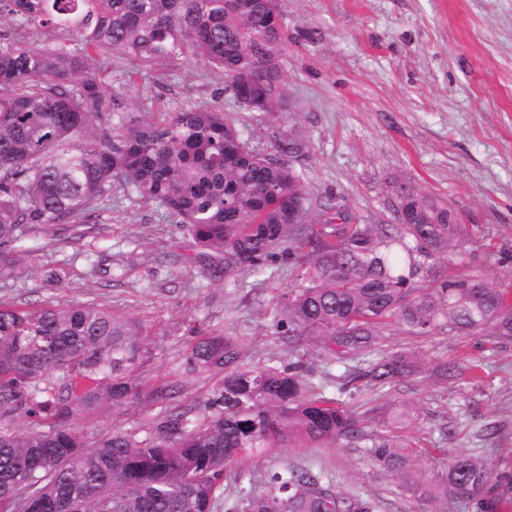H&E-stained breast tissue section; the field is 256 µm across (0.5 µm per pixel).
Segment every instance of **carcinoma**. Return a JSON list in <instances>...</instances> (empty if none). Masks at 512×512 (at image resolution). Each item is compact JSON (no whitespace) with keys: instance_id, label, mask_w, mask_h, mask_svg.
Instances as JSON below:
<instances>
[{"instance_id":"carcinoma-1","label":"carcinoma","mask_w":512,"mask_h":512,"mask_svg":"<svg viewBox=\"0 0 512 512\" xmlns=\"http://www.w3.org/2000/svg\"><path fill=\"white\" fill-rule=\"evenodd\" d=\"M23 25L75 28L81 47L0 42V277L18 263L31 224H76L121 191L164 208L198 245L224 253V267L270 273L282 248L300 284L280 325L288 344L307 337L345 362L371 348L397 319L414 334L439 322L448 332L512 340L505 290L459 273L435 282L432 260L462 245L453 212L404 193L396 224H360L338 209L305 221L303 188L290 143L272 156L247 146L221 108L167 112L158 120L126 112L104 77L114 53L159 69L186 54L228 80L250 76L270 112L279 69L255 58L279 52L276 0H0V15ZM150 333L133 316L95 302L21 308L0 301V421L23 411L40 420L24 434L0 428V512H211L227 466L277 443L344 441L399 471L407 458L369 435L362 416L309 395L301 366L243 363L232 336L197 340L184 372L224 373L201 425L172 412L150 440L131 432L90 438L78 415L130 406L144 394L137 371ZM409 372L383 357L352 380L384 386ZM492 479L486 463L456 455L444 492L475 512ZM269 490L241 499L238 512H374L369 498L337 491L321 474L286 467Z\"/></svg>"}]
</instances>
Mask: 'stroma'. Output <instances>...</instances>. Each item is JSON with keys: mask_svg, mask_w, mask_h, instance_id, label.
I'll use <instances>...</instances> for the list:
<instances>
[{"mask_svg": "<svg viewBox=\"0 0 512 512\" xmlns=\"http://www.w3.org/2000/svg\"><path fill=\"white\" fill-rule=\"evenodd\" d=\"M277 3L284 95L273 111L240 108L220 70L186 55L143 71L131 87L130 62L113 55V93L134 112L221 107L265 154L297 140L302 150L292 164L312 224L327 205L367 224L396 223L405 190L447 204L464 246L453 261L437 260L439 277L458 267L491 286H512V0ZM18 250L12 277L0 280V301L25 308L93 301L150 329L151 354L139 371L145 397L75 420L88 435L155 436L175 404L203 423L223 377L187 376L177 365L202 336L224 334L238 339L247 363L301 365L317 395L362 414L367 432L405 444L409 465L398 474L343 442L256 449L227 467L212 512L264 494L268 475L286 465L328 475L336 490L374 499L378 512H471L442 489L456 454L484 460L499 486L512 482V343L443 325L416 336L394 323L375 352L330 360L312 340L289 344L278 325L297 286L287 259L269 277L225 271L223 254L200 252L186 227L120 192L84 223L31 226ZM47 268L59 269L61 281H46ZM393 354L407 355L416 373L376 389L363 381L340 388V377ZM442 363L450 367L444 379L436 375ZM168 386L180 392L175 402L151 398Z\"/></svg>", "mask_w": 512, "mask_h": 512, "instance_id": "35a3bbf8", "label": "stroma"}]
</instances>
